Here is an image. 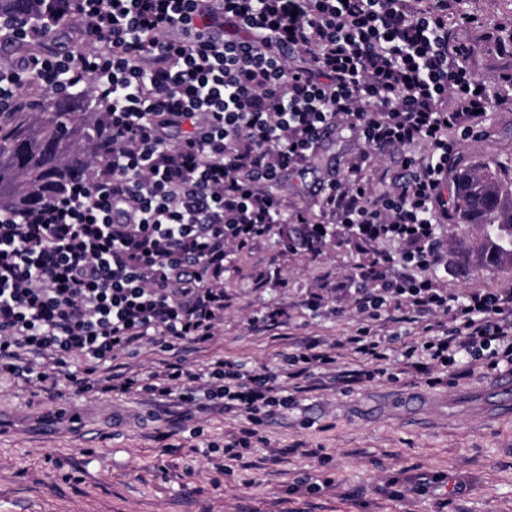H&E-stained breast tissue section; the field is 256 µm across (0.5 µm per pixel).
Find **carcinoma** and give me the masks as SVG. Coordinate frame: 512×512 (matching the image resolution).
<instances>
[{
	"mask_svg": "<svg viewBox=\"0 0 512 512\" xmlns=\"http://www.w3.org/2000/svg\"><path fill=\"white\" fill-rule=\"evenodd\" d=\"M24 16L48 31V38L72 24V12L46 9L44 0H0V17ZM106 104L87 92L66 97L50 93L0 111V208L37 207L64 187L83 179L98 160L107 129L100 112ZM457 223L475 226L479 235L467 256L488 268L512 267V181L484 165L454 178Z\"/></svg>",
	"mask_w": 512,
	"mask_h": 512,
	"instance_id": "obj_1",
	"label": "carcinoma"
}]
</instances>
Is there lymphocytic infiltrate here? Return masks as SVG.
<instances>
[{
    "label": "lymphocytic infiltrate",
    "instance_id": "obj_1",
    "mask_svg": "<svg viewBox=\"0 0 512 512\" xmlns=\"http://www.w3.org/2000/svg\"><path fill=\"white\" fill-rule=\"evenodd\" d=\"M73 51L0 67V108L38 77L49 90L87 83L111 102V146L89 177L42 207L0 210V372L41 387L54 371L81 391L150 402H210L249 423L224 446L240 459L264 438L269 409L288 407L323 374L351 387L386 375L442 385L475 367L512 370V287L452 294L439 227L448 219V161L512 102V72L491 89L449 46L462 0H76ZM187 127L179 139L173 127ZM359 144L323 187L322 221L289 212L276 185L302 168L326 131ZM403 149L402 172L375 192L376 157ZM310 241L343 228L368 262L303 305L319 317L352 307L358 323L332 348L313 342L280 369L234 361L186 366L224 319L233 258L285 217ZM398 243V253L384 242ZM415 326L396 348L385 323ZM149 341L167 359L149 374L119 371V351ZM361 368L340 370L344 354Z\"/></svg>",
    "mask_w": 512,
    "mask_h": 512
}]
</instances>
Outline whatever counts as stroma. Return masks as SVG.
Segmentation results:
<instances>
[{"label": "stroma", "instance_id": "obj_1", "mask_svg": "<svg viewBox=\"0 0 512 512\" xmlns=\"http://www.w3.org/2000/svg\"><path fill=\"white\" fill-rule=\"evenodd\" d=\"M468 5L480 20L452 27L450 42L465 46L466 66L498 87L512 71V56L494 49L496 37L512 34V0ZM356 150L347 132L330 131L307 165L283 175L280 195L309 207ZM493 161L505 163L512 178V104L494 107L483 132L457 146L448 173ZM287 230L278 225L275 236L235 257L224 280V320L210 344L187 353L189 367L229 358L262 372L305 341L330 345L354 325V312L314 317L302 300L322 276L346 274L360 252L339 236L316 253L286 251L279 237ZM445 232L449 291L512 286V268L481 270L465 261L475 228L451 221ZM269 265L281 284L254 287L255 271ZM267 306L284 311L290 325L248 330L247 319ZM500 379L478 372L431 389L385 376L350 392H305L261 426L265 445L225 461L220 472L208 447L246 427L235 413L86 393L61 374L44 392L2 373L0 512H432L431 494L404 489L438 473L449 480L443 512H512V412L500 402ZM316 446L320 456H310Z\"/></svg>", "mask_w": 512, "mask_h": 512}]
</instances>
